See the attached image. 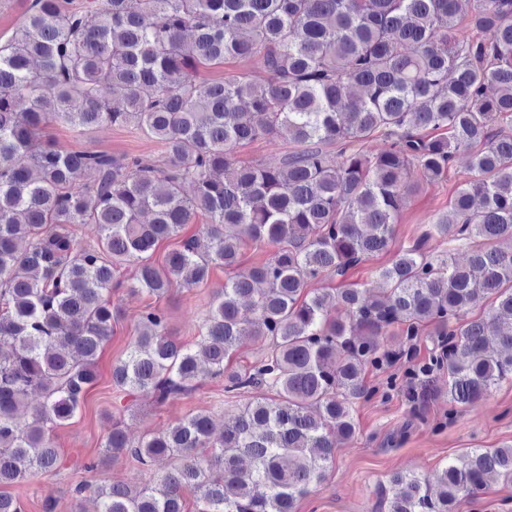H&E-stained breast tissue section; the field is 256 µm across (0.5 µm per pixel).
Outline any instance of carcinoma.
<instances>
[{"mask_svg":"<svg viewBox=\"0 0 512 512\" xmlns=\"http://www.w3.org/2000/svg\"><path fill=\"white\" fill-rule=\"evenodd\" d=\"M472 2L465 15L460 0H100L89 25L69 0H31L0 43V486L57 468L51 428L96 382L118 313L106 294L127 262L138 263L130 291L161 296L174 279L193 286L237 265L248 241L274 246L214 294L195 347L146 310L112 383L166 399L207 373L231 397L264 387L275 398L247 402L217 436L196 413L133 445L112 420L105 455L178 464L135 490L76 484L96 512H186V489L197 512H294L336 438L354 435L366 370L402 356L380 341L394 325L437 338L406 375L448 371L450 420L512 380V0ZM253 57L265 77L200 76ZM53 123L134 127L163 146L164 165L61 151L44 139ZM374 135L389 148L352 149ZM267 137L295 150L275 167L232 157ZM462 149L472 176L378 272V298L356 283L308 291L389 251L406 196ZM199 215L198 235L148 262ZM75 224L97 225L98 246L82 247ZM449 236L480 241L466 264L426 255ZM483 299L488 315L465 319ZM247 340L264 353L230 368ZM32 389L43 401L23 423ZM497 480L512 483V444L467 449L433 486L394 477L388 512H454Z\"/></svg>","mask_w":512,"mask_h":512,"instance_id":"carcinoma-1","label":"carcinoma"}]
</instances>
